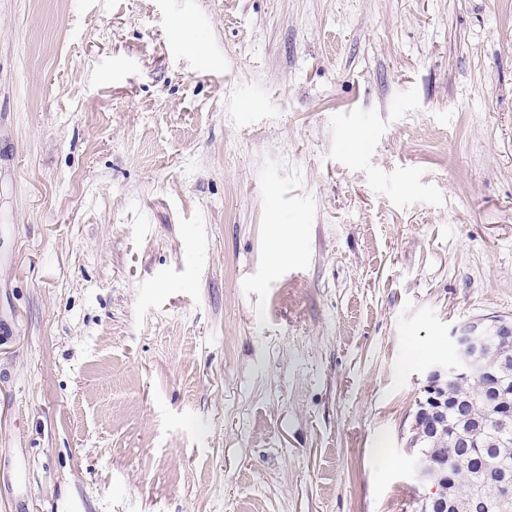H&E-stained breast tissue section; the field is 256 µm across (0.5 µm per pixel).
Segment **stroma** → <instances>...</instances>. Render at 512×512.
<instances>
[{
  "mask_svg": "<svg viewBox=\"0 0 512 512\" xmlns=\"http://www.w3.org/2000/svg\"><path fill=\"white\" fill-rule=\"evenodd\" d=\"M492 315L512 0H0V512H416Z\"/></svg>",
  "mask_w": 512,
  "mask_h": 512,
  "instance_id": "1",
  "label": "stroma"
}]
</instances>
